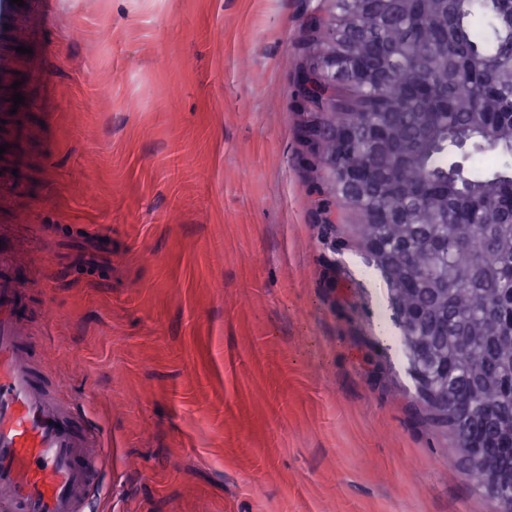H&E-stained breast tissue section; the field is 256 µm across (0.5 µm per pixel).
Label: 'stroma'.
Listing matches in <instances>:
<instances>
[{"mask_svg":"<svg viewBox=\"0 0 512 512\" xmlns=\"http://www.w3.org/2000/svg\"><path fill=\"white\" fill-rule=\"evenodd\" d=\"M328 6L60 0L0 80V274L106 450L95 512H493L317 208L300 41Z\"/></svg>","mask_w":512,"mask_h":512,"instance_id":"obj_1","label":"stroma"}]
</instances>
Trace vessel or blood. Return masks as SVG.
I'll return each instance as SVG.
<instances>
[{
  "mask_svg": "<svg viewBox=\"0 0 512 512\" xmlns=\"http://www.w3.org/2000/svg\"><path fill=\"white\" fill-rule=\"evenodd\" d=\"M57 0L22 14L0 0V72L21 25L42 30ZM17 283L0 278V512H91L103 450L89 426L30 365Z\"/></svg>",
  "mask_w": 512,
  "mask_h": 512,
  "instance_id": "vessel-or-blood-1",
  "label": "vessel or blood"
}]
</instances>
